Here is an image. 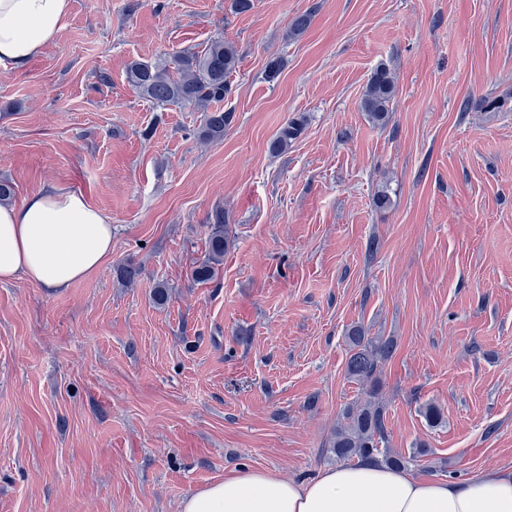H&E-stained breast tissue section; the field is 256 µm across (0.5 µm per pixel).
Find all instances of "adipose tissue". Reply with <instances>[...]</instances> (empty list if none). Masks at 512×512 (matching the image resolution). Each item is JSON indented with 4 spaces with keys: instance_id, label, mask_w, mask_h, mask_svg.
<instances>
[{
    "instance_id": "obj_1",
    "label": "adipose tissue",
    "mask_w": 512,
    "mask_h": 512,
    "mask_svg": "<svg viewBox=\"0 0 512 512\" xmlns=\"http://www.w3.org/2000/svg\"><path fill=\"white\" fill-rule=\"evenodd\" d=\"M69 17L70 0H0V69H25ZM111 257V220L80 193L51 185L0 205V282L59 291ZM180 512H512V471L439 479L360 462L297 482L241 468L186 496Z\"/></svg>"
}]
</instances>
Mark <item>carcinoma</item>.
<instances>
[{
	"mask_svg": "<svg viewBox=\"0 0 512 512\" xmlns=\"http://www.w3.org/2000/svg\"><path fill=\"white\" fill-rule=\"evenodd\" d=\"M238 62L236 47L216 39L201 51H187L170 61H132L127 67V79L140 94L159 106H192L202 112L199 140L214 143L224 139V131L233 119L232 113L216 104L223 102L229 93V77ZM395 93L391 71L380 64L368 80L360 109L369 121L384 124L388 121ZM306 123L303 115L288 120L269 142V152L278 155L288 151L304 131ZM212 221L207 254L192 270L193 279L203 283L219 277L228 242L224 210H215ZM347 339L349 357L345 375L362 387V398L343 408L340 422L329 441L330 452L340 460H372L402 468L413 457L397 454L386 447L387 406L381 397L383 367L396 349V340L391 336H368L360 326L353 327Z\"/></svg>",
	"mask_w": 512,
	"mask_h": 512,
	"instance_id": "carcinoma-1",
	"label": "carcinoma"
}]
</instances>
